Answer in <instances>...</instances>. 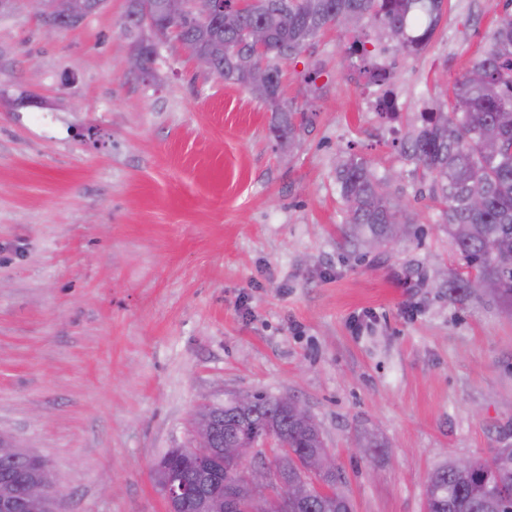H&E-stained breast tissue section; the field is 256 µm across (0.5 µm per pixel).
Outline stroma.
<instances>
[{
    "label": "stroma",
    "instance_id": "obj_1",
    "mask_svg": "<svg viewBox=\"0 0 512 512\" xmlns=\"http://www.w3.org/2000/svg\"><path fill=\"white\" fill-rule=\"evenodd\" d=\"M130 0L45 37L35 0L0 9V435L44 459L57 512H168L151 476L203 405L308 406L353 512H424L430 471L512 445V317L449 301L461 260L433 182L402 151L489 46L505 0H445L406 57L329 30L283 66L309 122L291 154L249 90L157 42L127 72ZM388 68L395 119L365 63ZM421 217L358 258L336 167L348 154ZM384 451L356 457L361 432Z\"/></svg>",
    "mask_w": 512,
    "mask_h": 512
}]
</instances>
